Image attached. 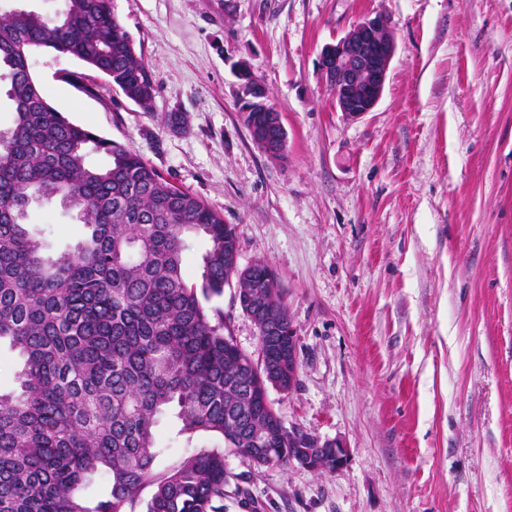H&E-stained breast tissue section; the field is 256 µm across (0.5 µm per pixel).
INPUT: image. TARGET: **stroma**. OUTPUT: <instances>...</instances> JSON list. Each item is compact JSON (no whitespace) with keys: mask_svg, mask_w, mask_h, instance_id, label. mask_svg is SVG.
<instances>
[{"mask_svg":"<svg viewBox=\"0 0 512 512\" xmlns=\"http://www.w3.org/2000/svg\"><path fill=\"white\" fill-rule=\"evenodd\" d=\"M155 87L143 110L83 62L31 57L47 101L129 146L234 225L238 262L272 266L299 377L269 399L345 466L256 468L227 455L224 512H512V0H112ZM367 14L390 22L382 96L359 119L319 69ZM246 64L287 131L269 157L239 112ZM52 252L83 227L31 205ZM238 346L258 331L212 298ZM159 469L189 455L173 418Z\"/></svg>","mask_w":512,"mask_h":512,"instance_id":"1","label":"stroma"}]
</instances>
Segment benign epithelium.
Wrapping results in <instances>:
<instances>
[{"label":"benign epithelium","instance_id":"obj_1","mask_svg":"<svg viewBox=\"0 0 512 512\" xmlns=\"http://www.w3.org/2000/svg\"><path fill=\"white\" fill-rule=\"evenodd\" d=\"M395 52L388 34V20L382 15L362 18L350 31L334 43L326 45L320 65L337 107L345 116L360 118L373 111L379 101ZM240 307L257 327L271 333L284 329L288 334V355L267 369L274 380L288 378L293 389L299 376L298 336L291 320L278 321L256 299L242 301ZM299 454L290 462L311 471L332 472L348 459V449L338 438H323L306 430L283 427Z\"/></svg>","mask_w":512,"mask_h":512}]
</instances>
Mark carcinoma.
Returning <instances> with one entry per match:
<instances>
[{"instance_id": "1", "label": "carcinoma", "mask_w": 512, "mask_h": 512, "mask_svg": "<svg viewBox=\"0 0 512 512\" xmlns=\"http://www.w3.org/2000/svg\"><path fill=\"white\" fill-rule=\"evenodd\" d=\"M37 49L86 63L145 110L153 101L111 0H66L60 23L27 9L0 16V82L13 105L0 143V345L20 361L16 387L0 390V512H224L228 449L280 467L297 449L261 367L205 302L232 283L242 296L259 288L285 319L277 275L266 263L236 267L235 229L219 213L52 107L31 72ZM240 111L248 129L281 135L254 98ZM91 151L107 164L90 165ZM57 200L87 234L50 256L24 211ZM168 414L187 441L213 443L160 475L155 428ZM97 475L108 493L90 506L82 491Z\"/></svg>"}]
</instances>
